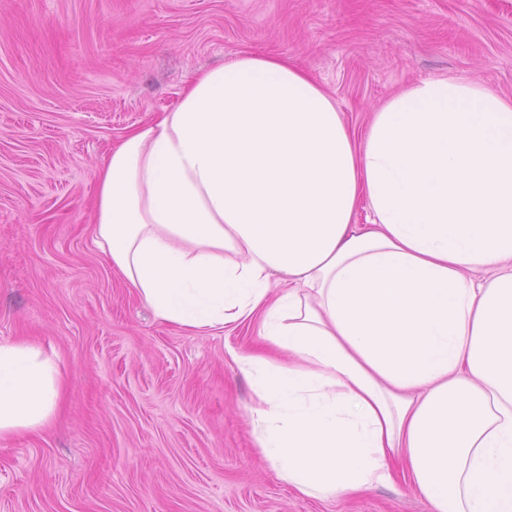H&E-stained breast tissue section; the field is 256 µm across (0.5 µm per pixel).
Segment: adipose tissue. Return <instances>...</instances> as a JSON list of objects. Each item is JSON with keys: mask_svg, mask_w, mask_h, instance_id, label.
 <instances>
[{"mask_svg": "<svg viewBox=\"0 0 512 512\" xmlns=\"http://www.w3.org/2000/svg\"><path fill=\"white\" fill-rule=\"evenodd\" d=\"M94 241L164 324L257 321L229 355L302 496L398 458L430 512H512V97L416 81L360 135L304 71L238 53L113 146ZM64 388L41 346L0 342V437L49 426Z\"/></svg>", "mask_w": 512, "mask_h": 512, "instance_id": "ef3b65f1", "label": "adipose tissue"}]
</instances>
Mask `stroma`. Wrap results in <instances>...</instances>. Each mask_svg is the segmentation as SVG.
<instances>
[{
	"label": "stroma",
	"instance_id": "35a3bbf8",
	"mask_svg": "<svg viewBox=\"0 0 512 512\" xmlns=\"http://www.w3.org/2000/svg\"><path fill=\"white\" fill-rule=\"evenodd\" d=\"M244 50L301 67L361 130L413 81L512 96V0H0V341L66 379L46 430L0 438V512H429L401 479L323 501L281 482L229 356L257 323H161L92 240L112 145Z\"/></svg>",
	"mask_w": 512,
	"mask_h": 512
}]
</instances>
